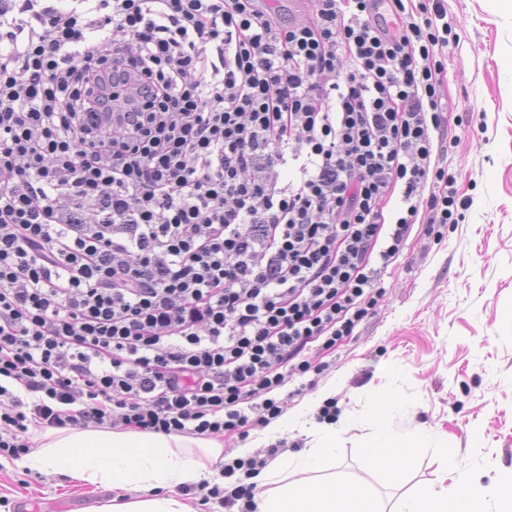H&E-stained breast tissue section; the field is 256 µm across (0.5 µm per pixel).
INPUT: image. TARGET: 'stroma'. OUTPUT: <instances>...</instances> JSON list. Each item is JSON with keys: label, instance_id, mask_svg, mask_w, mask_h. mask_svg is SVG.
Instances as JSON below:
<instances>
[{"label": "stroma", "instance_id": "1", "mask_svg": "<svg viewBox=\"0 0 512 512\" xmlns=\"http://www.w3.org/2000/svg\"><path fill=\"white\" fill-rule=\"evenodd\" d=\"M456 38L445 59L443 113L457 147L444 156L466 200L457 223L410 238L383 276L385 294L335 351L330 368L288 403L296 411L334 392L340 414L357 421L321 478L371 485L395 506L441 470L437 451L422 448L417 466L396 479L364 466L360 446L372 431L369 396L405 400L392 427L431 429L455 451L459 472L483 483L512 480V9L493 0H443ZM111 490L85 487L64 474L37 477L0 462V512L28 501L37 512H97Z\"/></svg>", "mask_w": 512, "mask_h": 512}]
</instances>
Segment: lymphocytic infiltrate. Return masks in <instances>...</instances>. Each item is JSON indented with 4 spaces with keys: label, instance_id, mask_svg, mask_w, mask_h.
Here are the masks:
<instances>
[{
    "label": "lymphocytic infiltrate",
    "instance_id": "f902f5d3",
    "mask_svg": "<svg viewBox=\"0 0 512 512\" xmlns=\"http://www.w3.org/2000/svg\"><path fill=\"white\" fill-rule=\"evenodd\" d=\"M306 7L0 0V457L33 426L247 439L454 223L442 0ZM279 451L185 492L255 512Z\"/></svg>",
    "mask_w": 512,
    "mask_h": 512
}]
</instances>
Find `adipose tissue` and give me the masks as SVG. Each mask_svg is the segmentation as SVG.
<instances>
[{
    "mask_svg": "<svg viewBox=\"0 0 512 512\" xmlns=\"http://www.w3.org/2000/svg\"><path fill=\"white\" fill-rule=\"evenodd\" d=\"M404 401L389 392L371 398L372 434L360 447L364 465L396 477L412 471L416 449L429 447L434 434L426 428L396 434L391 426ZM312 405L272 420L267 438L295 429H309L310 448L286 455L252 478L257 486L256 512H382L368 485L347 488L339 481H310L306 475L322 470L335 459L338 441L353 421L310 423ZM36 448L20 464L43 473H62L74 481L112 489L114 496L99 512H192L181 494L183 487L213 480L224 463V443L217 437L141 432L109 428H37ZM444 476L450 485L427 484L401 500L396 512H484L488 496H495L505 512H512V482L489 488L457 471L452 452L441 448Z\"/></svg>",
    "mask_w": 512,
    "mask_h": 512,
    "instance_id": "1",
    "label": "adipose tissue"
}]
</instances>
